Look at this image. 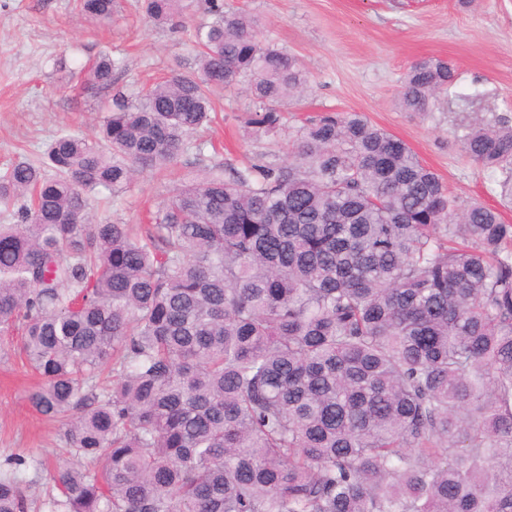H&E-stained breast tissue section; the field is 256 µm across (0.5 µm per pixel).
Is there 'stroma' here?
Segmentation results:
<instances>
[{"label": "stroma", "mask_w": 512, "mask_h": 512, "mask_svg": "<svg viewBox=\"0 0 512 512\" xmlns=\"http://www.w3.org/2000/svg\"><path fill=\"white\" fill-rule=\"evenodd\" d=\"M257 19L270 43L297 55L313 90L289 106L272 130L250 125L258 105L237 89L212 97L218 120L204 133L221 146L209 162L238 169L256 160L279 163L306 118L359 112L403 140L433 169L460 204L497 209L512 224V204L483 168L464 155L458 138L475 122L512 121V0H226ZM112 21L81 17L75 0H0V170L24 155L40 159L62 130L93 134L108 95L72 81L69 69L100 52L124 57L116 86L135 90L168 75L177 61L196 71L182 33L149 22L140 0H121ZM67 56L66 68L56 60ZM438 57L456 79L424 115L401 110L398 90L410 64ZM198 172L183 156L163 173L142 174L117 204L98 203V220L143 223L147 212ZM19 332L0 335V455H37L67 464L59 424L38 414L28 396L39 378L19 356Z\"/></svg>", "instance_id": "stroma-1"}]
</instances>
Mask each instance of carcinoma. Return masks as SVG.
<instances>
[{
  "label": "carcinoma",
  "instance_id": "carcinoma-1",
  "mask_svg": "<svg viewBox=\"0 0 512 512\" xmlns=\"http://www.w3.org/2000/svg\"><path fill=\"white\" fill-rule=\"evenodd\" d=\"M208 3L199 76L127 93L102 53L84 71L112 92L96 133L0 171V333L22 332L30 403L78 462L6 455L0 512H30V468L56 490L48 512H512V224L458 205L405 142L324 112L289 163L209 166L139 234L90 218L102 189L204 163L212 89L246 86L267 130L308 90L296 55ZM144 9L164 24L183 5ZM454 80L417 61L399 105L423 114ZM459 148L512 171V124Z\"/></svg>",
  "mask_w": 512,
  "mask_h": 512
}]
</instances>
